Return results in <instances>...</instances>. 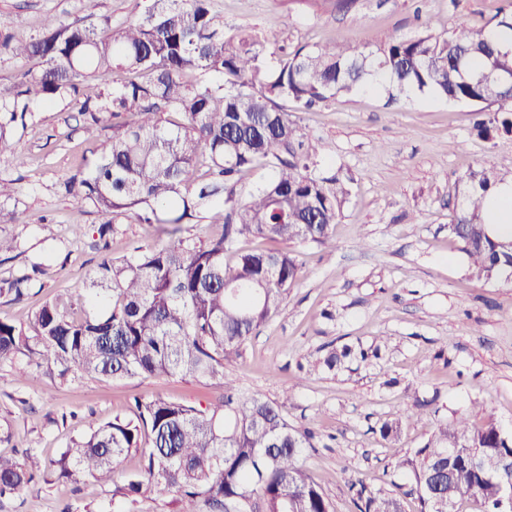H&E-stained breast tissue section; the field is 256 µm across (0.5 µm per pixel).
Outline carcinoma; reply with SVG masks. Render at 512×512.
<instances>
[{
  "label": "carcinoma",
  "mask_w": 512,
  "mask_h": 512,
  "mask_svg": "<svg viewBox=\"0 0 512 512\" xmlns=\"http://www.w3.org/2000/svg\"><path fill=\"white\" fill-rule=\"evenodd\" d=\"M502 28L512 30V13L496 14L487 31L460 21L445 34L393 36L375 50L334 41L294 45L284 28L225 31L212 0H145L138 17L104 32L53 15L36 35L0 27V55L37 65L0 89V153L37 104L68 99L83 121L106 123L112 133L63 181L65 194L104 218L101 240L125 217L160 224L163 234L136 256L103 259L86 277L83 300L58 294L42 303L33 335L0 319V364L44 355L62 379L179 376L224 387V396L204 407L160 394L134 399L129 415L69 441L49 465L57 479L112 482L116 465L134 453L141 464L122 475L116 495L173 493L178 512H201V505L206 512H335L303 468L310 434L288 424L286 402L240 396L224 368L278 313L300 276L290 252L238 244L261 238L336 249L334 226L349 185L320 169L325 145L311 141L294 112L372 82L394 103L425 93L496 104L476 128L486 136L512 133V85L503 81L512 75V48L493 37ZM116 69L130 77L107 94H85L86 82L106 85ZM256 168L270 177L244 196L237 186ZM508 179L512 171L469 172L460 180L463 206L448 226L472 274L487 282L512 268L482 216ZM210 216L222 221L219 237L182 233V225ZM41 272L32 266L3 283L0 295L22 299ZM367 358L345 345L317 365L334 371ZM18 375L33 388L40 384L29 361L19 363ZM472 448L480 450L477 462ZM406 464L419 512H459L469 499L500 512L512 491V436L493 421L475 428L459 417L439 424ZM38 471L30 454L24 463L0 454V498ZM356 495L358 512H400L395 496L363 486Z\"/></svg>",
  "instance_id": "1"
}]
</instances>
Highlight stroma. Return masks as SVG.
Segmentation results:
<instances>
[{
  "label": "stroma",
  "instance_id": "35a3bbf8",
  "mask_svg": "<svg viewBox=\"0 0 512 512\" xmlns=\"http://www.w3.org/2000/svg\"><path fill=\"white\" fill-rule=\"evenodd\" d=\"M144 0H0V24L27 33L46 15L99 27L139 14ZM228 30L288 26L302 43L338 40L373 49L391 36L447 32L456 22L475 29L512 0H213ZM69 101L38 107L17 128L26 156L15 167L0 155V181L17 193L0 210H19L20 223L0 222L15 251L0 255V283L45 269L26 297H0V319L30 326L33 311L59 292L80 298L87 274L104 255L122 257L155 243L158 225L124 220L109 251L94 245L103 218L64 194L60 183L79 169L102 139L103 125L75 118ZM309 134L326 142L324 165L349 180L351 196L334 229L332 254L290 245L301 264L298 283L280 311L227 362L237 389L269 401L286 400L290 425L312 439L302 464L334 504L355 512L350 486L397 495L403 512H418L413 475L401 467L429 439L435 425L466 416L470 425L497 422L512 434V283L471 275L448 226L463 198L461 178L478 167L512 168V134L492 138L475 128L476 108L415 94L398 104L384 93L359 90L298 113ZM380 347L379 358L335 371L315 368L327 350ZM42 386L23 385L0 365V454L33 449L46 459L100 422L126 415L133 397L162 394L208 404L222 387L178 377L60 379L41 369ZM423 403L422 418L411 417ZM400 418L397 439L379 428ZM114 487L87 479L46 476L0 500V512H175L173 498L114 495Z\"/></svg>",
  "mask_w": 512,
  "mask_h": 512
}]
</instances>
